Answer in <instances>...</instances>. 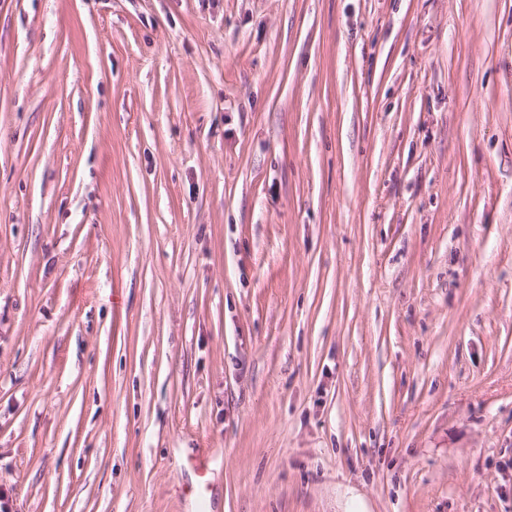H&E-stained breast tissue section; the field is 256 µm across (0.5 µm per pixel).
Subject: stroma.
<instances>
[{
  "mask_svg": "<svg viewBox=\"0 0 512 512\" xmlns=\"http://www.w3.org/2000/svg\"><path fill=\"white\" fill-rule=\"evenodd\" d=\"M512 512V0H0V512ZM213 462V457L206 453H198L188 458L189 465L198 476V481L192 491L197 505V512H210L208 510L213 492L210 479L213 471Z\"/></svg>",
  "mask_w": 512,
  "mask_h": 512,
  "instance_id": "1",
  "label": "stroma"
}]
</instances>
